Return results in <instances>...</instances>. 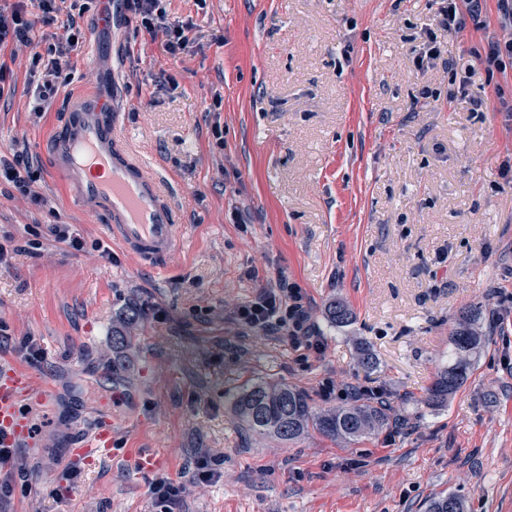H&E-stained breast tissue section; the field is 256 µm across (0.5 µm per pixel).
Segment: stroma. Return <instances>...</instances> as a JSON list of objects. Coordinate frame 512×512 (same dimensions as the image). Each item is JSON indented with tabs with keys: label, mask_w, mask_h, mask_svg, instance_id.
I'll return each mask as SVG.
<instances>
[{
	"label": "stroma",
	"mask_w": 512,
	"mask_h": 512,
	"mask_svg": "<svg viewBox=\"0 0 512 512\" xmlns=\"http://www.w3.org/2000/svg\"><path fill=\"white\" fill-rule=\"evenodd\" d=\"M440 7L166 0L168 22L191 26L172 55L119 7L106 19L90 0L71 82L41 114L29 49L0 53L11 70L0 155L32 156L44 199L0 182V367H36L52 385L29 405L37 444L17 450L0 512H158L156 477L184 484L183 512H424L442 491L467 512H512V112L495 93L512 96V73L488 74L477 57L499 25L496 0L452 35ZM429 35L444 61L420 67ZM455 68L472 77L452 100ZM105 84L184 216L179 253L158 267L128 253L100 214L65 204L40 152L68 97ZM57 224L82 248L57 241ZM282 274L305 293L322 354L238 321ZM335 300L352 313L346 326L327 317ZM132 307L130 365L116 376L112 327ZM467 307L482 310L489 341L447 405L425 406ZM27 340L39 362L21 352ZM261 378L297 386L318 409L351 388L381 390L392 424L351 444L260 436L228 394ZM98 419L112 423V455L72 459ZM145 451L163 460L151 478L135 467ZM202 457L216 474L199 482Z\"/></svg>",
	"instance_id": "stroma-1"
}]
</instances>
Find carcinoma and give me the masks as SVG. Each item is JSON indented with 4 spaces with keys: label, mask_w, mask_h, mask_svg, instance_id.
Instances as JSON below:
<instances>
[{
    "label": "carcinoma",
    "mask_w": 512,
    "mask_h": 512,
    "mask_svg": "<svg viewBox=\"0 0 512 512\" xmlns=\"http://www.w3.org/2000/svg\"><path fill=\"white\" fill-rule=\"evenodd\" d=\"M331 323L342 326L352 318L350 310L339 302L328 307ZM480 310L467 309L451 328L448 342L451 354L448 364L437 372L427 388L422 402L427 406H442L449 396L468 380L472 360L487 341L477 323ZM131 340L125 329L112 332V371L122 370L125 352ZM241 419L253 431L275 437L282 441H294L313 430L319 434L342 439L348 443L358 442L387 427L390 417L380 403L341 404L316 411L310 398L302 389L271 380H260L231 395ZM426 512H465L463 499L454 492L440 494L426 505Z\"/></svg>",
    "instance_id": "cac0c4a2"
}]
</instances>
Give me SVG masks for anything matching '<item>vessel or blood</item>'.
<instances>
[{
    "mask_svg": "<svg viewBox=\"0 0 512 512\" xmlns=\"http://www.w3.org/2000/svg\"><path fill=\"white\" fill-rule=\"evenodd\" d=\"M42 151L65 202L102 213L113 235L140 261L158 265L177 251L182 224L166 179L151 169L123 131L107 89L71 97ZM49 389L47 379L31 370L0 371V446L34 445L22 405L26 399L46 397ZM113 445L111 428L95 424L81 432L76 452L107 456Z\"/></svg>",
    "mask_w": 512,
    "mask_h": 512,
    "instance_id": "b4317fda",
    "label": "vessel or blood"
}]
</instances>
